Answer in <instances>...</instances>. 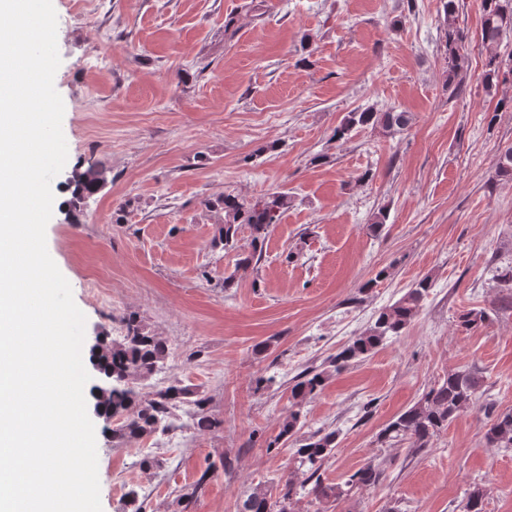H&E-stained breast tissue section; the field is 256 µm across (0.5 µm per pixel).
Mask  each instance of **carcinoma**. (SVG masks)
Returning a JSON list of instances; mask_svg holds the SVG:
<instances>
[{
	"label": "carcinoma",
	"instance_id": "carcinoma-1",
	"mask_svg": "<svg viewBox=\"0 0 512 512\" xmlns=\"http://www.w3.org/2000/svg\"><path fill=\"white\" fill-rule=\"evenodd\" d=\"M483 17L481 40L494 46L503 35L512 31V0H482ZM444 12L448 25L445 29V52L448 59V83L464 70L467 57L464 47L467 40L465 30L457 26L455 0H445ZM512 78V55L501 59L489 57L484 73L487 88L500 78ZM412 122L409 112L394 109L383 112L372 108L349 112L335 130L338 140L348 138L357 128H379L387 134L406 130ZM495 176L500 180H512V147L499 156ZM76 187L72 206L97 194L107 183L104 168L90 166L76 171L70 180ZM290 197L285 191H276L246 200L237 195L226 194L223 198L209 202L217 216L213 245L222 247L224 253H235L234 271L224 274L223 288L229 290L237 281L236 271L249 267L253 260L261 257L271 227L278 223L288 209ZM248 227L252 251L238 254L237 241L242 227ZM432 288L429 277L419 279L394 304L381 309L374 322L365 331L353 337L321 369L300 373L289 387L291 408L281 423L279 432L265 441L267 452L279 448L293 447V460L297 469H306L309 476L298 482L294 476L282 474L276 481L277 496L258 488L242 500L238 512H295L294 504L303 497H313L318 502L340 501L360 490L378 485L383 470L370 460L339 482L326 484L320 471L333 456L337 447L338 432L303 431L301 407L322 390L334 374L349 369L356 362L373 353L384 340L400 336L419 316L424 299ZM490 320L486 309H470L458 316V324L465 331L477 329ZM169 356L167 343L150 331L136 315L125 322L123 336L102 343L99 352L92 354V361L102 373V384L91 389L96 409L105 416L116 419L112 437L119 441L149 438L157 431H166L173 426L175 410L181 404L194 407L188 427L199 431H214L221 422L209 414V398L188 387L171 384L146 397L139 391V382L161 370ZM484 377L473 369L448 372L441 380L424 391L410 407L396 415L377 435V442L386 448L410 444L408 451L418 452L428 447L431 438L448 427V423L461 413L480 406L484 394ZM484 443L488 448L512 450V409L497 412L485 426ZM484 491L474 486L466 492L462 512H483Z\"/></svg>",
	"mask_w": 512,
	"mask_h": 512
}]
</instances>
